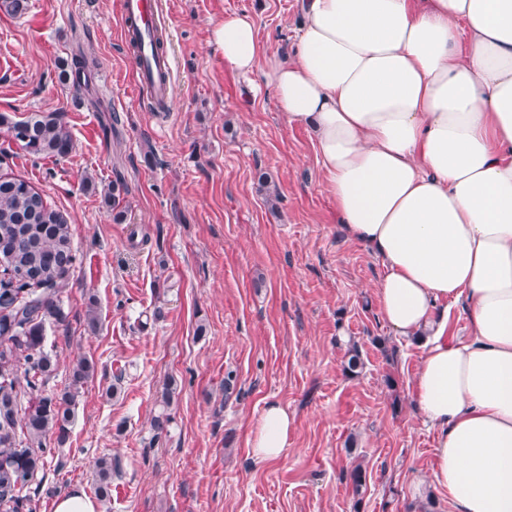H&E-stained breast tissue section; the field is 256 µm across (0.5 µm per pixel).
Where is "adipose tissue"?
Returning <instances> with one entry per match:
<instances>
[{
	"mask_svg": "<svg viewBox=\"0 0 512 512\" xmlns=\"http://www.w3.org/2000/svg\"><path fill=\"white\" fill-rule=\"evenodd\" d=\"M299 2L293 58L245 14L211 41L310 126L340 224L380 261L381 316L422 349L431 485L457 512H512V0ZM461 300L452 342L443 304ZM291 427L268 402L252 455L277 460ZM468 335V315L461 305L448 304V340H459Z\"/></svg>",
	"mask_w": 512,
	"mask_h": 512,
	"instance_id": "adipose-tissue-1",
	"label": "adipose tissue"
}]
</instances>
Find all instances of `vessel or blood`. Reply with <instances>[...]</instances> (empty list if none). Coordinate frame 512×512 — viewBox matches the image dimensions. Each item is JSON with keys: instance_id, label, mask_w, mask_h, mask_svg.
<instances>
[{"instance_id": "obj_1", "label": "vessel or blood", "mask_w": 512, "mask_h": 512, "mask_svg": "<svg viewBox=\"0 0 512 512\" xmlns=\"http://www.w3.org/2000/svg\"><path fill=\"white\" fill-rule=\"evenodd\" d=\"M121 36L124 43L138 46L134 58L133 79L136 86H154L159 95L172 92V62L169 56L154 51L153 38L159 25L157 0H119Z\"/></svg>"}]
</instances>
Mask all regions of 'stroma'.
I'll return each instance as SVG.
<instances>
[{"instance_id":"stroma-1","label":"stroma","mask_w":512,"mask_h":512,"mask_svg":"<svg viewBox=\"0 0 512 512\" xmlns=\"http://www.w3.org/2000/svg\"><path fill=\"white\" fill-rule=\"evenodd\" d=\"M160 2L173 62L164 112L134 88L119 0H28L17 15L0 0V113L62 112L74 141L45 158L0 132V173L64 216L77 255L61 294L68 323L45 331L48 389L77 392L70 437L47 439L32 512L73 488L94 494L96 460L114 457L111 512H419L435 442L413 405L421 349L384 322L381 264L339 224L309 128L270 92L251 93L210 42L245 13L263 51L290 56L297 0ZM76 56L81 93L58 80ZM351 340L365 363L354 378ZM81 358L96 371L76 385ZM271 400L293 426L282 456L261 461L249 440ZM355 460L359 499L345 479Z\"/></svg>"}]
</instances>
